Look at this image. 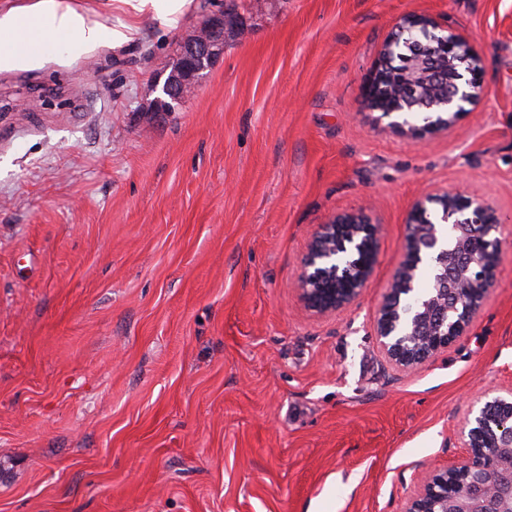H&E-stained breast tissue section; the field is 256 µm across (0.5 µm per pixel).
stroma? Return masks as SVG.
Here are the masks:
<instances>
[{
  "label": "stroma",
  "instance_id": "obj_1",
  "mask_svg": "<svg viewBox=\"0 0 512 512\" xmlns=\"http://www.w3.org/2000/svg\"><path fill=\"white\" fill-rule=\"evenodd\" d=\"M0 71V512H400L465 454L467 398L512 388V223L468 333L401 371L375 313L426 192L512 216V0H233L247 27L175 111L151 106L223 0ZM410 14L467 35L482 93L450 134L374 127L362 83ZM370 206L346 310L295 283L320 224Z\"/></svg>",
  "mask_w": 512,
  "mask_h": 512
}]
</instances>
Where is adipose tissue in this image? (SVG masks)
Here are the masks:
<instances>
[{
	"label": "adipose tissue",
	"instance_id": "1",
	"mask_svg": "<svg viewBox=\"0 0 512 512\" xmlns=\"http://www.w3.org/2000/svg\"><path fill=\"white\" fill-rule=\"evenodd\" d=\"M129 39L127 26L108 27L59 0H37L33 7L0 10V69L39 67L48 44L79 56L102 44Z\"/></svg>",
	"mask_w": 512,
	"mask_h": 512
}]
</instances>
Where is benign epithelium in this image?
Segmentation results:
<instances>
[{
  "label": "benign epithelium",
  "mask_w": 512,
  "mask_h": 512,
  "mask_svg": "<svg viewBox=\"0 0 512 512\" xmlns=\"http://www.w3.org/2000/svg\"><path fill=\"white\" fill-rule=\"evenodd\" d=\"M238 14L209 15L180 49L163 90L175 102L196 86L200 74L224 51V37L240 28ZM430 46L437 69L433 88L415 109L393 88L419 83L427 57L409 52ZM481 57L463 35L429 18L406 16L384 42L363 86L375 124L398 136L424 140L449 133L480 99ZM425 115L424 124L409 121ZM455 225L447 242L432 219ZM501 216L481 199L430 192L412 206L410 233L388 293L376 315V336L385 357L408 370L448 349L469 330L496 278L502 240L493 235ZM381 226L364 211L339 213L319 225L298 274L304 307L319 316L350 306L367 287L377 262ZM431 270L434 287L416 292L417 272ZM467 453L455 463L429 468L402 512H512V390L488 393L468 408L463 427Z\"/></svg>",
  "instance_id": "benign-epithelium-1"
}]
</instances>
